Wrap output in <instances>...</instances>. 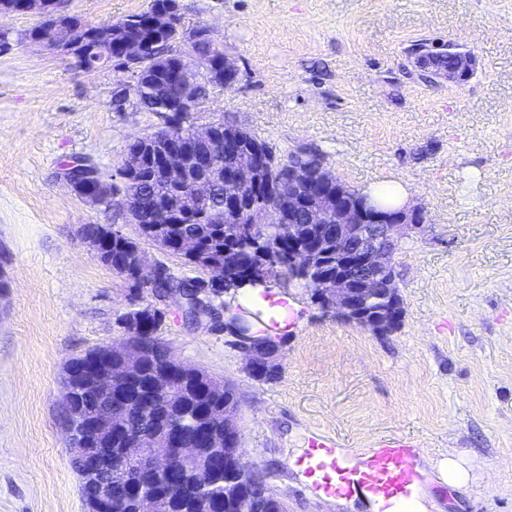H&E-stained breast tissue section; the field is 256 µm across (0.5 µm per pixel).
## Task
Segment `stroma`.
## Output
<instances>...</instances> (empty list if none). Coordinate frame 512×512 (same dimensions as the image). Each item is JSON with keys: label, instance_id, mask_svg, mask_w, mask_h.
Returning a JSON list of instances; mask_svg holds the SVG:
<instances>
[{"label": "stroma", "instance_id": "obj_1", "mask_svg": "<svg viewBox=\"0 0 512 512\" xmlns=\"http://www.w3.org/2000/svg\"><path fill=\"white\" fill-rule=\"evenodd\" d=\"M150 0H64L91 25ZM183 38L207 29L234 67L191 124H236L279 151L315 148L361 190L404 183L425 220L394 253L403 316L378 336L278 282L296 305L271 381L243 368L224 302L191 321L162 301L159 330L177 360L233 388L244 459L288 512H374L361 498L319 497L297 463L308 438H333L358 465L384 436L419 445L426 512H512V0H178ZM37 19L0 16V512H88L69 452L64 367L121 340L130 292L93 257L81 228L111 224L151 262L196 277L129 223L120 204H86L62 178L87 158L107 173L162 118L114 97L117 68L75 71L29 42ZM453 42L478 60L457 85L422 79L416 44ZM461 460L458 485L441 470Z\"/></svg>", "mask_w": 512, "mask_h": 512}]
</instances>
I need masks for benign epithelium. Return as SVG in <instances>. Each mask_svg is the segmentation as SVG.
<instances>
[{
    "instance_id": "1",
    "label": "benign epithelium",
    "mask_w": 512,
    "mask_h": 512,
    "mask_svg": "<svg viewBox=\"0 0 512 512\" xmlns=\"http://www.w3.org/2000/svg\"><path fill=\"white\" fill-rule=\"evenodd\" d=\"M18 11L36 15L56 17L63 13V0H0V14H14ZM179 5L177 0H167L165 7L156 8L151 17L155 29H167L178 24ZM30 40L50 47L63 55L72 65L80 67L72 49L80 42H94L96 52L105 43L106 37L95 27L82 30L67 21L54 24L46 33H36ZM150 42H125L118 56L104 54L101 62L120 65V68L133 73L134 82L129 85L117 102L137 98L141 81V61L149 52ZM446 53L455 56V64L447 68L448 80L454 83L468 81L476 72L477 59L469 51L450 43ZM179 75L193 79L203 88V93L193 98H182L174 104L173 111L181 108L197 110L207 99L209 88L224 83L231 84L227 77L235 75L231 66L221 58L209 64L199 57L190 63L182 55L176 56ZM168 127L162 126L152 134L143 135L138 141L151 143L154 158L160 159L158 178L168 185H181L185 188L184 210L169 207L157 208L149 223L178 224L182 212L195 209L207 202L214 190L216 176L191 178L187 173L186 153L173 146L167 138ZM193 138L206 145V155L199 164L207 166L213 157L229 154L235 157L232 173L224 177V209L211 211V219L216 224L224 223L228 217L243 227L255 223L252 214L240 202L245 191L264 180L270 158L260 142L249 144L242 136L231 137L211 122L193 129ZM137 161L122 157L119 179H105L98 172L76 173L67 168L63 178L75 189L82 181L94 180L96 189L81 195L90 204H103L115 197H121L122 204L132 203L125 186ZM338 178L328 166L312 170L298 163L288 167V174L273 184V193L284 202V209L273 213L270 221L278 225L280 236L288 238L294 246L290 263L304 278L316 285L313 300L323 309L333 310L339 318L371 330L375 334H388L399 319L398 292L395 285V268L392 257L399 239L405 230L423 219L417 209L401 210L392 220L375 210L370 201L362 196L347 197L341 188L335 187ZM257 259L249 268L242 267L237 257L225 254L224 278L230 280L247 279L254 288L263 287L275 277V266L266 260L264 243H258ZM160 264H149L146 254L139 252L133 268L132 278L144 287L151 285L161 273ZM224 330L235 338L242 351L245 369L253 373L264 367L280 368L279 355L269 354V347L248 336L236 327L235 317L224 318ZM136 331H124V339L109 346L112 357L118 365L101 370L96 374L95 384L99 393L112 395V389L125 377L135 363L140 344L134 339ZM224 469L237 470L242 477L261 485L264 492L274 495L263 470L244 461L239 446L242 444V431L238 422V411L224 414ZM72 453H83L91 462L93 472H112V449L110 448H70ZM196 448H172L165 440L154 437H137L134 447L125 449L128 470L136 475L147 472L159 482L171 476L174 458L191 460L196 457ZM242 497L235 487H229L222 494L203 492L195 500V512H243ZM160 501L156 490L140 489L136 499V512H159Z\"/></svg>"
}]
</instances>
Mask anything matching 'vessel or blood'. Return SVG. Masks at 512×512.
I'll return each mask as SVG.
<instances>
[{
	"mask_svg": "<svg viewBox=\"0 0 512 512\" xmlns=\"http://www.w3.org/2000/svg\"><path fill=\"white\" fill-rule=\"evenodd\" d=\"M335 447L334 440L316 435L309 438L302 455L307 474L321 476L313 484L316 495L349 498L365 493L382 500L386 512H399L422 483L417 465L419 446L413 438H380L360 466L338 461Z\"/></svg>",
	"mask_w": 512,
	"mask_h": 512,
	"instance_id": "vessel-or-blood-1",
	"label": "vessel or blood"
}]
</instances>
